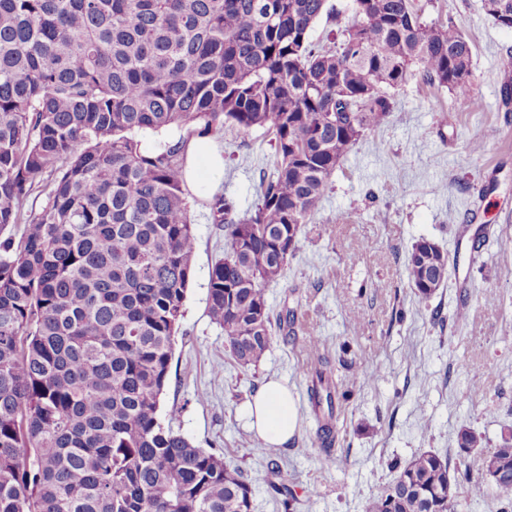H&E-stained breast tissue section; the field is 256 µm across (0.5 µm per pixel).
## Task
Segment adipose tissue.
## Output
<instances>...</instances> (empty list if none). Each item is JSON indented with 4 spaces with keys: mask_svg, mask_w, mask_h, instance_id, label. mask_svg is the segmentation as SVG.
I'll use <instances>...</instances> for the list:
<instances>
[{
    "mask_svg": "<svg viewBox=\"0 0 512 512\" xmlns=\"http://www.w3.org/2000/svg\"><path fill=\"white\" fill-rule=\"evenodd\" d=\"M184 181L191 189L218 190L224 179V158L211 136L195 135L183 143ZM249 424L267 447L290 440L298 424L296 400L278 380L261 386L247 408Z\"/></svg>",
    "mask_w": 512,
    "mask_h": 512,
    "instance_id": "ef3b65f1",
    "label": "adipose tissue"
}]
</instances>
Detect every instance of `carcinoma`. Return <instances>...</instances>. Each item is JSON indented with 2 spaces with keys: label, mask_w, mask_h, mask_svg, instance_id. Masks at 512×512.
Segmentation results:
<instances>
[{
  "label": "carcinoma",
  "mask_w": 512,
  "mask_h": 512,
  "mask_svg": "<svg viewBox=\"0 0 512 512\" xmlns=\"http://www.w3.org/2000/svg\"><path fill=\"white\" fill-rule=\"evenodd\" d=\"M326 0H0V512H252L253 488L224 456L158 417L184 316L197 238L177 142L144 153L135 134L265 128L274 160L240 214L216 193L224 227L207 314L232 359L261 361L274 333L266 287L281 279L303 226L349 151L385 124L388 93L422 73L471 100L461 23L423 21L415 0H351L329 43L309 32ZM512 28V0H482ZM47 197L24 211L34 190ZM23 225L20 236L8 228ZM407 282L427 304L448 253L415 241ZM329 361L308 399L335 442ZM481 448L458 435L465 472L512 512V429ZM268 484L288 507L277 460ZM365 512H453L456 478L431 451L396 465Z\"/></svg>",
  "instance_id": "1"
}]
</instances>
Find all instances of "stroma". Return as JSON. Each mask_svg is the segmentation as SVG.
Here are the masks:
<instances>
[{
    "label": "stroma",
    "instance_id": "stroma-1",
    "mask_svg": "<svg viewBox=\"0 0 512 512\" xmlns=\"http://www.w3.org/2000/svg\"><path fill=\"white\" fill-rule=\"evenodd\" d=\"M416 5L426 22L462 24L481 106L459 108L447 89L418 77L392 91L391 119L336 169L284 276L266 288L270 307L294 311L295 322L275 333L257 365L234 362L206 313L224 231L204 198L191 201L198 244L159 419L242 468L254 512H363L394 478L392 462L423 450L447 457L460 477L454 512L499 510L489 481L465 474L457 436L470 429L492 448L512 427V100L504 98L512 89V30L495 25L481 0ZM215 139L224 149L220 190L238 211L249 210L273 154L271 137L227 127ZM422 237L449 256L448 280L426 305L404 273ZM321 356L346 393L328 452L306 392ZM270 377L294 394L299 425L288 444L268 450L245 407ZM272 459L294 494L286 511L266 482Z\"/></svg>",
    "mask_w": 512,
    "mask_h": 512
}]
</instances>
